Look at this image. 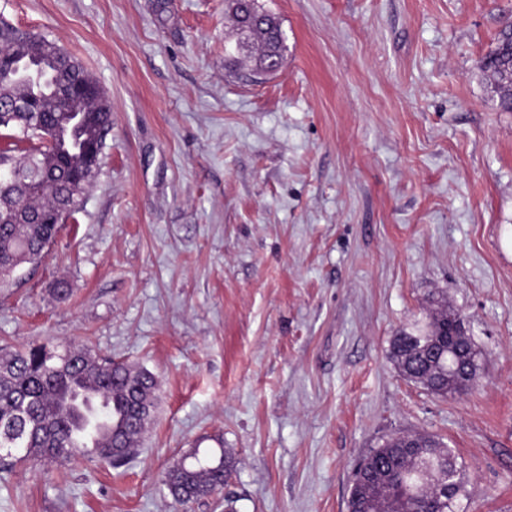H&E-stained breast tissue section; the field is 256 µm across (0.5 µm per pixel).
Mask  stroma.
I'll list each match as a JSON object with an SVG mask.
<instances>
[{"label":"stroma","instance_id":"stroma-1","mask_svg":"<svg viewBox=\"0 0 512 512\" xmlns=\"http://www.w3.org/2000/svg\"><path fill=\"white\" fill-rule=\"evenodd\" d=\"M262 2L288 51L252 84L226 0H0L112 103L83 210L0 289V346L88 341L159 383L135 457L15 462L0 512H348L402 432L455 449L461 512H512V112L480 71L512 0ZM434 293L480 363L444 398L389 357ZM218 441L223 491L176 504L168 467Z\"/></svg>","mask_w":512,"mask_h":512}]
</instances>
